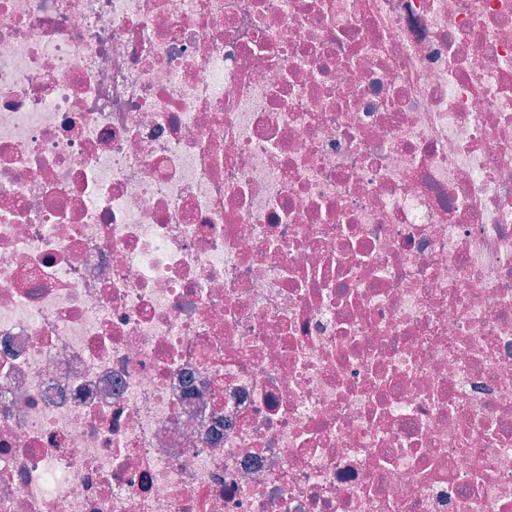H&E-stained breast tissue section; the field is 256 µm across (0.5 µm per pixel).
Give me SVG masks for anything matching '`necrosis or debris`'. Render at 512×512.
<instances>
[{"label": "necrosis or debris", "instance_id": "4bbe7bcc", "mask_svg": "<svg viewBox=\"0 0 512 512\" xmlns=\"http://www.w3.org/2000/svg\"><path fill=\"white\" fill-rule=\"evenodd\" d=\"M0 512H512V0H0Z\"/></svg>", "mask_w": 512, "mask_h": 512}]
</instances>
